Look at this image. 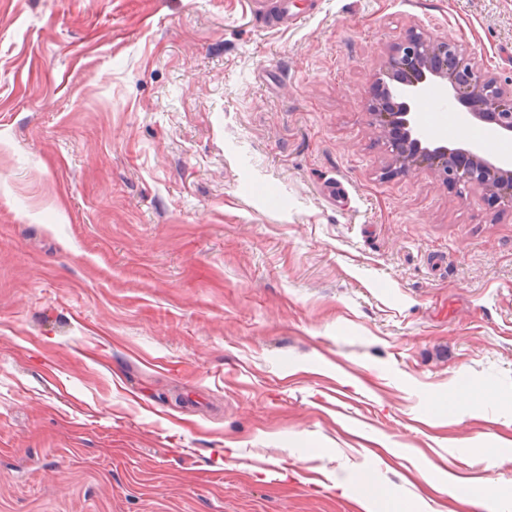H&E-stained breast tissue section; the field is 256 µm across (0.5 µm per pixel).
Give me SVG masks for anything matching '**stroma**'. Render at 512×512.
<instances>
[{
    "mask_svg": "<svg viewBox=\"0 0 512 512\" xmlns=\"http://www.w3.org/2000/svg\"><path fill=\"white\" fill-rule=\"evenodd\" d=\"M287 3L0 0V512H512V210L370 110L413 28L511 83L512 0ZM485 402V397L470 383H458L448 390V417L454 416L459 409L478 412ZM452 493L455 498L472 503L483 508H487L489 504H494L499 501L500 495L497 490L493 488H487L483 492H477L473 487L464 484H457L451 487ZM488 511H495L488 509Z\"/></svg>",
    "mask_w": 512,
    "mask_h": 512,
    "instance_id": "1",
    "label": "stroma"
}]
</instances>
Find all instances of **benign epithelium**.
<instances>
[{
	"label": "benign epithelium",
	"mask_w": 512,
	"mask_h": 512,
	"mask_svg": "<svg viewBox=\"0 0 512 512\" xmlns=\"http://www.w3.org/2000/svg\"><path fill=\"white\" fill-rule=\"evenodd\" d=\"M433 78L469 115L512 133V83H502L455 40L411 30L389 52L372 89V112L388 142L395 169L427 170L450 187L475 186L491 202L512 210V167L465 143L450 148L420 126L416 100L421 84Z\"/></svg>",
	"instance_id": "7a95c632"
}]
</instances>
